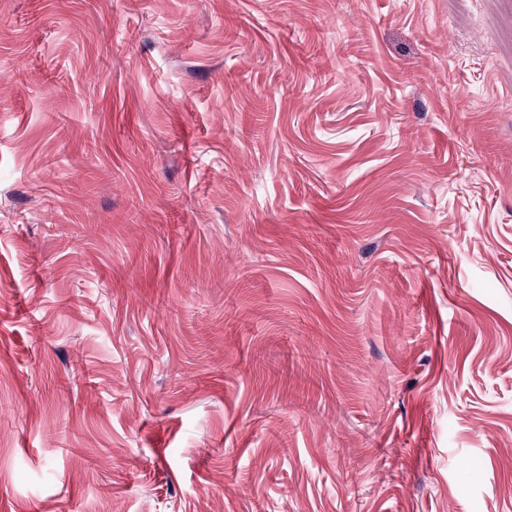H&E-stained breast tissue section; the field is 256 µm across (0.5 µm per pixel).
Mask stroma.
I'll list each match as a JSON object with an SVG mask.
<instances>
[{
	"instance_id": "1",
	"label": "stroma",
	"mask_w": 512,
	"mask_h": 512,
	"mask_svg": "<svg viewBox=\"0 0 512 512\" xmlns=\"http://www.w3.org/2000/svg\"><path fill=\"white\" fill-rule=\"evenodd\" d=\"M0 512H512V0H0Z\"/></svg>"
}]
</instances>
